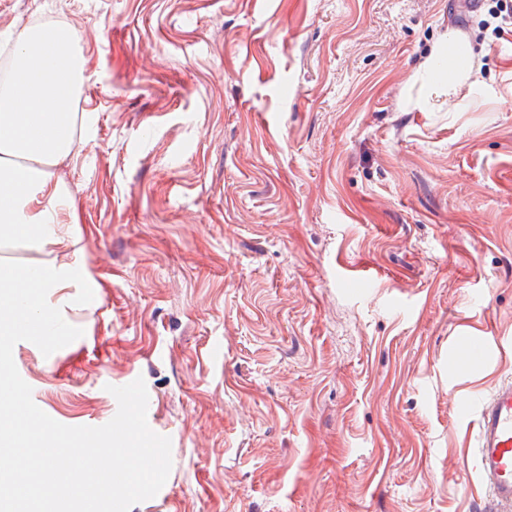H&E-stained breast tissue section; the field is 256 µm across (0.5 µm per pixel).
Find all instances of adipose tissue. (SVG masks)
Listing matches in <instances>:
<instances>
[{
  "label": "adipose tissue",
  "mask_w": 512,
  "mask_h": 512,
  "mask_svg": "<svg viewBox=\"0 0 512 512\" xmlns=\"http://www.w3.org/2000/svg\"><path fill=\"white\" fill-rule=\"evenodd\" d=\"M18 42L0 86V248L36 257L22 269L0 259V336H51L95 285L73 256L74 225L58 219L64 193L51 172L71 153L85 61L65 27L27 26Z\"/></svg>",
  "instance_id": "ef3b65f1"
}]
</instances>
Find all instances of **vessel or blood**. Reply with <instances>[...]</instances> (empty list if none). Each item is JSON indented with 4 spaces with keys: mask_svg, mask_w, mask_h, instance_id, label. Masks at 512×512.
I'll use <instances>...</instances> for the list:
<instances>
[{
    "mask_svg": "<svg viewBox=\"0 0 512 512\" xmlns=\"http://www.w3.org/2000/svg\"><path fill=\"white\" fill-rule=\"evenodd\" d=\"M477 465L490 489L483 512H512V383L481 405Z\"/></svg>",
    "mask_w": 512,
    "mask_h": 512,
    "instance_id": "vessel-or-blood-1",
    "label": "vessel or blood"
}]
</instances>
